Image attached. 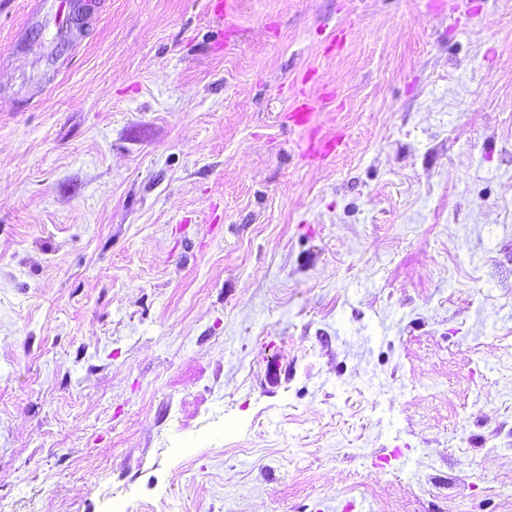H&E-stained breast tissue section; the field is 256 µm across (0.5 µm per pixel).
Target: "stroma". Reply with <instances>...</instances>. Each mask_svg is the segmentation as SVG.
<instances>
[{
  "label": "stroma",
  "mask_w": 512,
  "mask_h": 512,
  "mask_svg": "<svg viewBox=\"0 0 512 512\" xmlns=\"http://www.w3.org/2000/svg\"><path fill=\"white\" fill-rule=\"evenodd\" d=\"M37 2L0 512H512V0Z\"/></svg>",
  "instance_id": "35a3bbf8"
}]
</instances>
